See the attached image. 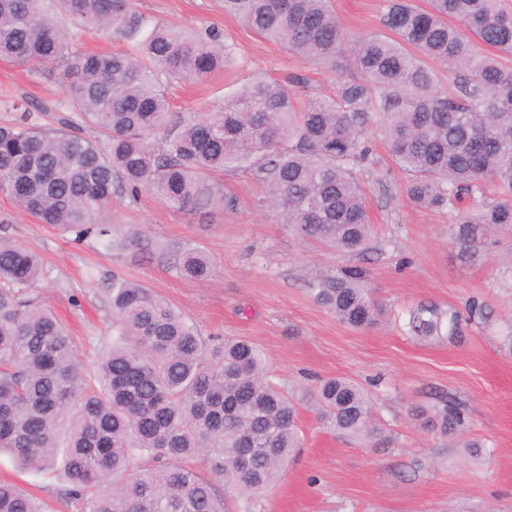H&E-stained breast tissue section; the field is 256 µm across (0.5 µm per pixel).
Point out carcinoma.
Segmentation results:
<instances>
[{"mask_svg": "<svg viewBox=\"0 0 512 512\" xmlns=\"http://www.w3.org/2000/svg\"><path fill=\"white\" fill-rule=\"evenodd\" d=\"M224 12L308 60L336 66L349 53L362 79L332 97L298 102V79L258 81L208 112L173 117L167 87L200 81L224 54L184 30L154 24L133 0H0V59L16 66L63 62L69 107L105 142L79 130L23 118L0 126V193L81 241L111 250L148 248L140 233L98 220L115 195L151 193L178 210L204 212L224 199L212 175L244 166L267 202L303 241L339 254L375 248L360 176L377 163L366 126L382 134L407 175L405 195L422 208L460 210V236L512 230V8L505 0H383L382 32L348 39L330 0H224ZM62 14L110 30L124 52L73 50ZM454 69L456 91L440 90L433 65ZM500 195L490 198L487 187ZM181 275L201 279L208 257L176 254ZM37 255L0 236V452L25 469L62 473L65 495L83 512H225V488L252 501L272 489L303 447L300 402L324 427L371 445L383 430L373 396L329 378L301 400L265 371L253 343L205 341L153 290L112 277V342L86 378L58 316L28 294ZM314 301L364 331L380 308L367 273L346 265L316 272ZM407 332L421 340L459 332L450 309L419 303ZM412 419L456 437L468 408L450 395ZM202 459L208 474L193 465ZM0 512H46L17 484L0 481Z\"/></svg>", "mask_w": 512, "mask_h": 512, "instance_id": "carcinoma-1", "label": "carcinoma"}]
</instances>
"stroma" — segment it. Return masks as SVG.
Masks as SVG:
<instances>
[{"mask_svg": "<svg viewBox=\"0 0 512 512\" xmlns=\"http://www.w3.org/2000/svg\"><path fill=\"white\" fill-rule=\"evenodd\" d=\"M152 20L185 27L199 37L216 33L227 62L194 84L170 87L176 115L209 111L232 99L257 78L303 76L300 98L328 96L357 71L346 58L335 67L306 61L225 15L222 0H136ZM350 35L380 29L381 0H332ZM64 65L19 68L0 60V125L29 109L31 123L53 127L68 115ZM362 178L375 251L348 258L304 243L268 208L264 185L244 169L218 175L233 207L192 214L151 195L117 197L106 221L144 228L150 250L136 247L103 253L98 241L39 223L0 194V227L25 250L38 254L43 276L34 297L68 325L81 359L93 364L112 335L107 302L113 276L144 284L185 314L207 339L243 338L266 355L275 382L294 393L330 377L355 381L371 392L385 429L377 446L366 447L325 431L315 414L300 409L304 446L287 464L252 512H443L460 499L477 512H512V356L501 349L512 333V234L473 243L456 239V215L411 204L404 173L384 145ZM186 245L203 250L211 272L202 280L180 274L160 249ZM354 263L385 314L376 329L359 332L338 322L310 296L313 271ZM482 302L483 320L460 326L455 342L409 336V307L426 302L466 311ZM455 394L469 410L468 434L484 441L489 455L475 460L450 440L417 425L409 411ZM0 480L39 498L47 512H80L65 498L55 473L19 470L0 455Z\"/></svg>", "mask_w": 512, "mask_h": 512, "instance_id": "stroma-1", "label": "stroma"}]
</instances>
